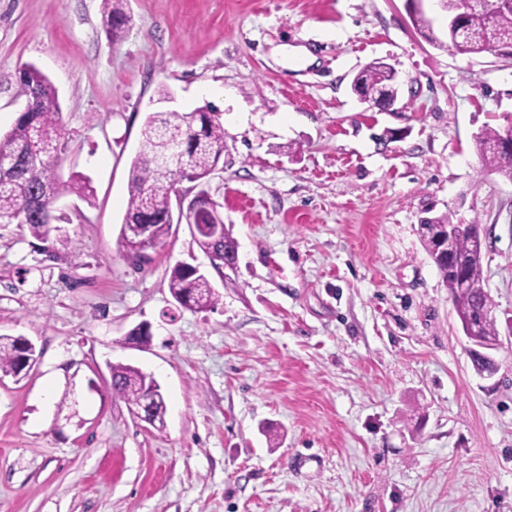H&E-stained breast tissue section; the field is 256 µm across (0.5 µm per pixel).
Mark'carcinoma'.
<instances>
[{
	"mask_svg": "<svg viewBox=\"0 0 512 512\" xmlns=\"http://www.w3.org/2000/svg\"><path fill=\"white\" fill-rule=\"evenodd\" d=\"M125 2L102 0L108 36L114 42L122 38L130 21ZM412 21L423 37L432 43L438 42L432 23L424 13H415ZM467 23L477 36L472 45L474 54L512 43V10L499 5L497 0H487L482 8L468 16ZM355 79L367 98L385 104L396 101L397 73L388 64L372 62ZM21 81L32 89L37 106L21 113L12 130L0 137V158L7 160L0 167V224H23L34 238L47 241L59 230L61 218H49L44 211L66 194L90 200L94 188L91 179L83 174L73 173L66 180L54 175V169L67 150V143L61 136L62 113L56 88L32 65L22 69ZM142 138L143 149L129 168V198L119 236L123 252L136 258L168 236L172 226V193L177 182L203 183L216 169L224 155V125L218 113L206 108L189 113L152 112L145 119ZM171 139L180 143L186 158L185 169L178 173L155 162V157L165 150ZM499 139L500 131L487 127L477 136V149L485 167L512 179V153L498 148ZM33 197L38 198L41 209L29 207L28 200ZM452 251L451 262L435 256L432 260L453 293L461 325H471L483 339H498L495 319L489 315L493 301L485 288L481 236L469 231L459 234ZM456 267L470 284L459 293L455 292L451 279V270ZM169 290L174 299L187 300L188 310L194 312L211 311L221 300V294L207 276L196 273L187 263H178L172 268ZM19 367L17 338L1 335L0 371L16 372ZM146 380L147 374L135 367L112 366V393L129 406L135 407L142 401Z\"/></svg>",
	"mask_w": 512,
	"mask_h": 512,
	"instance_id": "obj_1",
	"label": "carcinoma"
}]
</instances>
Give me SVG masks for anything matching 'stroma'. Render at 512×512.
Wrapping results in <instances>:
<instances>
[{"instance_id": "stroma-1", "label": "stroma", "mask_w": 512, "mask_h": 512, "mask_svg": "<svg viewBox=\"0 0 512 512\" xmlns=\"http://www.w3.org/2000/svg\"><path fill=\"white\" fill-rule=\"evenodd\" d=\"M424 8L442 45L406 0H129L115 44L101 0H0V134L35 65L58 91V173L95 188L58 199L62 239L0 224V335L39 355L0 372V512H512V180L475 147L512 125V58L457 53ZM374 61L398 75L387 111L351 89ZM206 105L235 270L185 223L126 256L146 116ZM444 214L482 229L490 375L419 234ZM179 262L218 288L215 310L175 303ZM142 322L150 343L125 345ZM117 364L159 384L163 429L113 396Z\"/></svg>"}]
</instances>
